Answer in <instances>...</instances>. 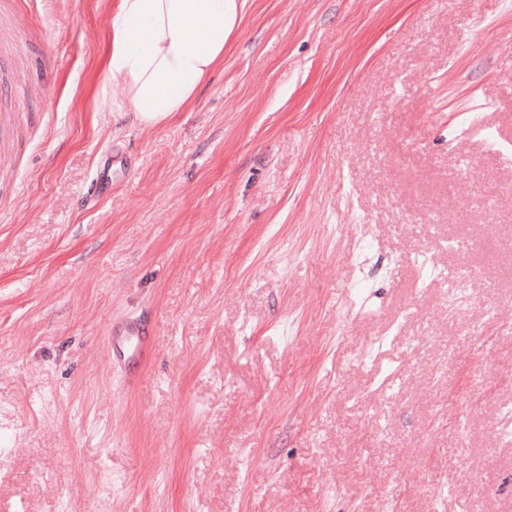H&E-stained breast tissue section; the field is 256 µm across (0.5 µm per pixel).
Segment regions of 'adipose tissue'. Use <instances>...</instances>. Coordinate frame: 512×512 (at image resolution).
<instances>
[{
    "label": "adipose tissue",
    "mask_w": 512,
    "mask_h": 512,
    "mask_svg": "<svg viewBox=\"0 0 512 512\" xmlns=\"http://www.w3.org/2000/svg\"><path fill=\"white\" fill-rule=\"evenodd\" d=\"M246 0H113L103 33V83L94 98L113 116L155 127L186 111L239 26ZM121 91L111 94L109 82Z\"/></svg>",
    "instance_id": "ef3b65f1"
}]
</instances>
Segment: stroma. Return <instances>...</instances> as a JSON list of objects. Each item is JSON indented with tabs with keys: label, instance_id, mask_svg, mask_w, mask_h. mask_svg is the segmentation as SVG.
Here are the masks:
<instances>
[{
	"label": "stroma",
	"instance_id": "obj_1",
	"mask_svg": "<svg viewBox=\"0 0 512 512\" xmlns=\"http://www.w3.org/2000/svg\"><path fill=\"white\" fill-rule=\"evenodd\" d=\"M111 8L0 0V512H512V166L461 126L512 143V0H247L152 128L93 109Z\"/></svg>",
	"mask_w": 512,
	"mask_h": 512
}]
</instances>
